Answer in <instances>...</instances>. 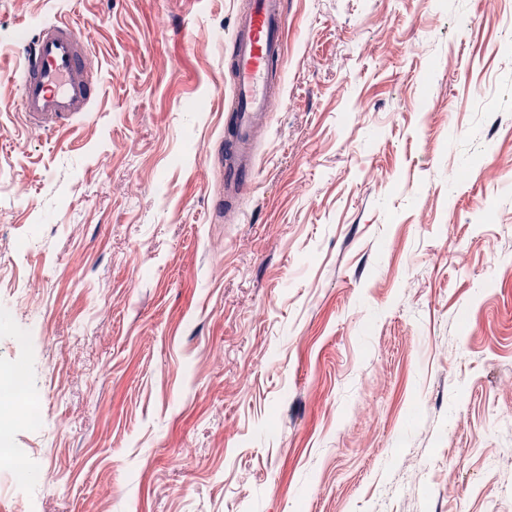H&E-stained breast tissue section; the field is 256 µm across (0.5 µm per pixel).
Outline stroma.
Returning <instances> with one entry per match:
<instances>
[{"mask_svg": "<svg viewBox=\"0 0 512 512\" xmlns=\"http://www.w3.org/2000/svg\"><path fill=\"white\" fill-rule=\"evenodd\" d=\"M236 8L0 0V365L45 390L0 512H512V0H287L226 224ZM53 20L102 93L40 133L16 48Z\"/></svg>", "mask_w": 512, "mask_h": 512, "instance_id": "stroma-1", "label": "stroma"}]
</instances>
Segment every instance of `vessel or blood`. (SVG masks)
Here are the masks:
<instances>
[{
  "instance_id": "b4317fda",
  "label": "vessel or blood",
  "mask_w": 512,
  "mask_h": 512,
  "mask_svg": "<svg viewBox=\"0 0 512 512\" xmlns=\"http://www.w3.org/2000/svg\"><path fill=\"white\" fill-rule=\"evenodd\" d=\"M283 0H240L232 54L234 109L224 120L216 163L224 172V192L213 203L215 218L233 223L257 171V142L280 91L276 80L286 44ZM21 61V116L37 131L69 129L90 112L101 82L85 37L74 24H45L17 50Z\"/></svg>"
}]
</instances>
